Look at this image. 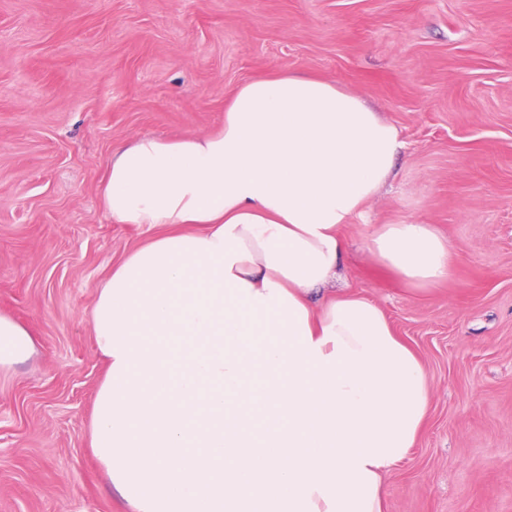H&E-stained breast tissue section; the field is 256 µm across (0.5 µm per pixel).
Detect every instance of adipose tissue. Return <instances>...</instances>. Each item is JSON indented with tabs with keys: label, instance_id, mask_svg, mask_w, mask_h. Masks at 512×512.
<instances>
[{
	"label": "adipose tissue",
	"instance_id": "adipose-tissue-1",
	"mask_svg": "<svg viewBox=\"0 0 512 512\" xmlns=\"http://www.w3.org/2000/svg\"><path fill=\"white\" fill-rule=\"evenodd\" d=\"M403 147L361 95L277 73L242 83L212 133L117 148L103 211L161 229L91 313L108 367L90 445L129 512H383L428 383L382 309L330 283ZM365 244L414 293L453 273L428 224ZM34 347L0 313V371Z\"/></svg>",
	"mask_w": 512,
	"mask_h": 512
}]
</instances>
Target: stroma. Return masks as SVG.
Listing matches in <instances>:
<instances>
[{
  "label": "stroma",
  "mask_w": 512,
  "mask_h": 512,
  "mask_svg": "<svg viewBox=\"0 0 512 512\" xmlns=\"http://www.w3.org/2000/svg\"><path fill=\"white\" fill-rule=\"evenodd\" d=\"M280 71L361 94L406 144L336 281L430 386L384 512H512V0H0V312L35 342L0 374V512H124L89 445L106 370L89 313L155 229L106 218L112 151L212 132L241 83ZM408 222L454 249L425 294L364 248Z\"/></svg>",
  "instance_id": "obj_1"
}]
</instances>
